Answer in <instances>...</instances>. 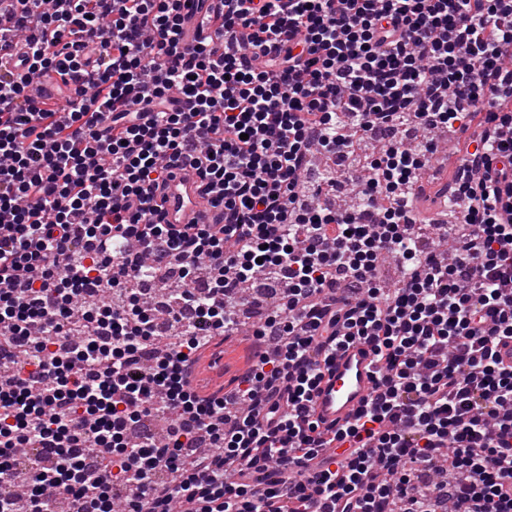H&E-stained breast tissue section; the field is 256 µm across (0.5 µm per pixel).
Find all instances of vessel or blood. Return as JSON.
Here are the masks:
<instances>
[{"label":"vessel or blood","mask_w":512,"mask_h":512,"mask_svg":"<svg viewBox=\"0 0 512 512\" xmlns=\"http://www.w3.org/2000/svg\"><path fill=\"white\" fill-rule=\"evenodd\" d=\"M165 223L208 224L213 213L201 197L195 169L179 165L172 170L163 204ZM375 388L371 354L359 343L339 352L312 399L316 418L324 423H344L362 408Z\"/></svg>","instance_id":"obj_1"}]
</instances>
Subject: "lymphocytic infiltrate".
<instances>
[{
    "label": "lymphocytic infiltrate",
    "instance_id": "obj_1",
    "mask_svg": "<svg viewBox=\"0 0 512 512\" xmlns=\"http://www.w3.org/2000/svg\"><path fill=\"white\" fill-rule=\"evenodd\" d=\"M8 0L0 23V512H512V0ZM26 65L14 80L2 60ZM56 72L67 110L30 92ZM463 152L452 223L419 221L428 151ZM379 143L376 155L363 142ZM191 163L219 216L173 228ZM394 258L400 278L385 285ZM185 271L160 335L141 274ZM207 270V287L195 286ZM284 278L222 396L199 352ZM196 303L195 320L183 313ZM81 347L58 355L63 336ZM368 347L376 391L326 425L312 393ZM150 344L166 351L139 362ZM168 416L164 443L126 438Z\"/></svg>",
    "mask_w": 512,
    "mask_h": 512
}]
</instances>
